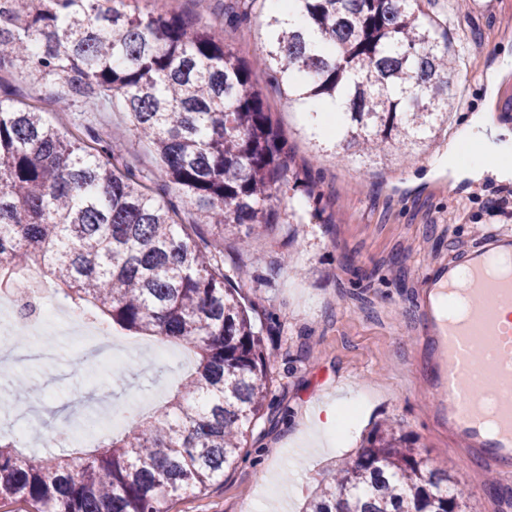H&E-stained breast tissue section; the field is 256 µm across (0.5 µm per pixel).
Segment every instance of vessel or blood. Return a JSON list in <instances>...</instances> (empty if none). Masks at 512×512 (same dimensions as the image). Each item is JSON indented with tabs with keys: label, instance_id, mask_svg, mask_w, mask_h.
Masks as SVG:
<instances>
[{
	"label": "vessel or blood",
	"instance_id": "obj_1",
	"mask_svg": "<svg viewBox=\"0 0 512 512\" xmlns=\"http://www.w3.org/2000/svg\"><path fill=\"white\" fill-rule=\"evenodd\" d=\"M423 312L431 323L433 406L473 458L512 474V233L492 231L459 259L426 276ZM465 300L461 316L438 318L439 301Z\"/></svg>",
	"mask_w": 512,
	"mask_h": 512
}]
</instances>
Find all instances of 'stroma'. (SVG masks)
<instances>
[{"mask_svg":"<svg viewBox=\"0 0 512 512\" xmlns=\"http://www.w3.org/2000/svg\"><path fill=\"white\" fill-rule=\"evenodd\" d=\"M227 2L179 0L177 10L207 17L232 50L252 58L266 44L263 17L255 10L230 24ZM429 12L447 29L458 62L447 127L428 149L398 145L366 158L317 148L300 114L258 77L294 167L311 165L315 184L311 195L274 194L277 223L224 232L227 259L262 257L234 286L244 304H256V324L278 350L271 366L277 422L257 424L248 455L222 486L173 499L170 512H242L251 501L261 503V512H300L332 464L353 458L374 424L389 417L416 436L430 466L448 470L466 491L468 512H512V477L472 462L430 413V351L419 308L428 266L452 260L489 230L512 229V176L502 177L493 162L472 172L461 161L471 118H488V139L512 140V0H469L464 9L457 0H432ZM80 119L126 141L152 170L154 186L167 184L151 148L133 139L127 113L93 103ZM452 147L459 155L454 163ZM110 337L129 350L115 369L105 356L89 361L66 345L20 366L11 358L1 363L0 388L24 373L29 379L13 409L0 411V432L12 434L29 409L44 430L59 429L104 399L117 410L143 400L133 420L144 422L193 368L187 361L144 362L161 347L158 337L117 327ZM354 397L349 442L318 445L300 433L298 422L313 405Z\"/></svg>","mask_w":512,"mask_h":512,"instance_id":"obj_1","label":"stroma"}]
</instances>
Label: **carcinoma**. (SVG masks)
Here are the masks:
<instances>
[{
    "mask_svg": "<svg viewBox=\"0 0 512 512\" xmlns=\"http://www.w3.org/2000/svg\"><path fill=\"white\" fill-rule=\"evenodd\" d=\"M431 0H295L308 29L272 13L262 72L313 134L367 157L420 146L453 105L448 35ZM61 84L55 111L93 100L127 112L198 221L160 202L152 171L122 142L76 137L37 108L0 98V280L42 268L46 287L82 317L191 345L194 372L150 421L88 453L23 455L0 435V501L32 512H169L233 470L260 421L272 420V349L224 272L216 234L270 224L273 192L308 185L255 71L224 33L180 13H130L127 0H0L3 75ZM448 471L416 439L375 424L356 455L318 486L304 512H467Z\"/></svg>",
    "mask_w": 512,
    "mask_h": 512,
    "instance_id": "1",
    "label": "carcinoma"
}]
</instances>
